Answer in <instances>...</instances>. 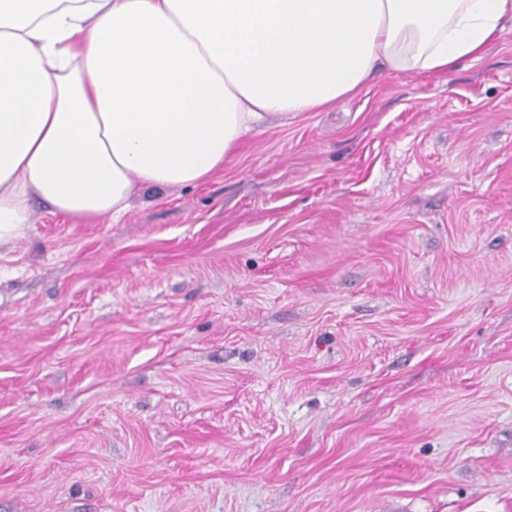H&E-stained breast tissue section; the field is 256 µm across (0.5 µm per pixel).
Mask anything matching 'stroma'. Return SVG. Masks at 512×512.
<instances>
[{
    "mask_svg": "<svg viewBox=\"0 0 512 512\" xmlns=\"http://www.w3.org/2000/svg\"><path fill=\"white\" fill-rule=\"evenodd\" d=\"M0 512H512V31L0 246Z\"/></svg>",
    "mask_w": 512,
    "mask_h": 512,
    "instance_id": "1",
    "label": "stroma"
}]
</instances>
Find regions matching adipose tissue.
<instances>
[{
  "label": "adipose tissue",
  "mask_w": 512,
  "mask_h": 512,
  "mask_svg": "<svg viewBox=\"0 0 512 512\" xmlns=\"http://www.w3.org/2000/svg\"><path fill=\"white\" fill-rule=\"evenodd\" d=\"M510 26L512 0H0V245L35 201L120 222L223 170L260 122L382 67L448 71Z\"/></svg>",
  "instance_id": "ef3b65f1"
}]
</instances>
